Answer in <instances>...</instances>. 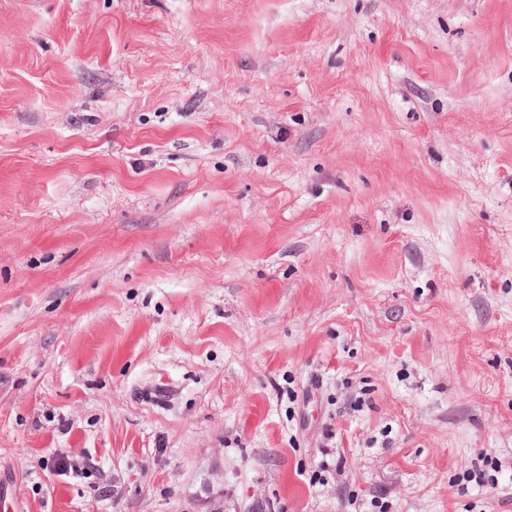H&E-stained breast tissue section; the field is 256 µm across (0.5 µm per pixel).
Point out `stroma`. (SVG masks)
Here are the masks:
<instances>
[{
    "label": "stroma",
    "mask_w": 512,
    "mask_h": 512,
    "mask_svg": "<svg viewBox=\"0 0 512 512\" xmlns=\"http://www.w3.org/2000/svg\"><path fill=\"white\" fill-rule=\"evenodd\" d=\"M0 512H512V0H0Z\"/></svg>",
    "instance_id": "obj_1"
}]
</instances>
